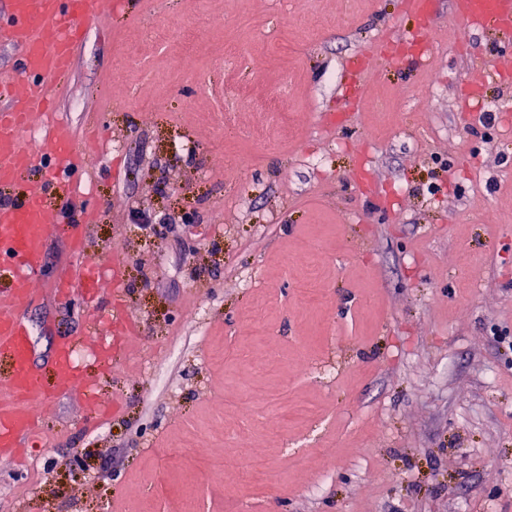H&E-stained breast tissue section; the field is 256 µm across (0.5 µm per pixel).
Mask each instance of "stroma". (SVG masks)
<instances>
[{"mask_svg":"<svg viewBox=\"0 0 512 512\" xmlns=\"http://www.w3.org/2000/svg\"><path fill=\"white\" fill-rule=\"evenodd\" d=\"M401 2L97 0L58 107L110 153L45 205L99 207L86 249L137 330L85 367L118 406L97 418L51 358L86 332L53 231L26 314L42 432L0 459V512H512V44L461 45L436 0L433 64L345 97L346 62L415 27Z\"/></svg>","mask_w":512,"mask_h":512,"instance_id":"35a3bbf8","label":"stroma"}]
</instances>
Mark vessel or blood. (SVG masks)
Returning <instances> with one entry per match:
<instances>
[{"label":"vessel or blood","mask_w":512,"mask_h":512,"mask_svg":"<svg viewBox=\"0 0 512 512\" xmlns=\"http://www.w3.org/2000/svg\"><path fill=\"white\" fill-rule=\"evenodd\" d=\"M434 0H406V11L420 22L413 37L410 55L393 54L392 65L426 62L430 57L428 25ZM9 16L0 20V43L20 52L17 71L26 86L21 95L11 96L7 108L0 110V187L18 181L35 164L47 170L45 179L33 186L18 202L0 203V353L9 354L13 374L8 393L0 395V458L21 459L25 440L36 426L35 404L42 393L30 369L31 334L25 315L35 301L33 280L42 268L49 237L54 229L45 207L47 194L75 192V173L88 170L90 151L102 150L95 138L79 141L75 130L58 112L55 90L73 64L82 41L84 23L91 14L92 0H8ZM463 32L484 26L512 33V0H452ZM38 116L43 139L52 154L38 149L29 135V118ZM98 208L83 209L78 224L71 227L73 267L55 287L64 299L80 296L86 304L85 316L96 320L102 309L100 286L116 279L119 268L100 262L86 251V232L95 224ZM85 351L98 364H112V334L85 336ZM75 344L59 339L52 359L66 373L67 385L87 386L75 359Z\"/></svg>","instance_id":"b4317fda"}]
</instances>
